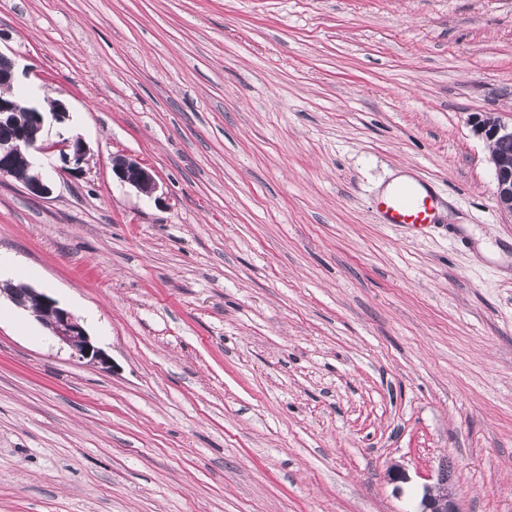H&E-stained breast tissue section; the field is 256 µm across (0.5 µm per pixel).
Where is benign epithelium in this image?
<instances>
[{"instance_id":"1","label":"benign epithelium","mask_w":512,"mask_h":512,"mask_svg":"<svg viewBox=\"0 0 512 512\" xmlns=\"http://www.w3.org/2000/svg\"><path fill=\"white\" fill-rule=\"evenodd\" d=\"M14 81L15 63L0 53V86L10 85ZM21 111L29 113L24 125L15 120V113ZM66 116L67 108L60 101L54 103L51 111L43 112L37 105H26L15 98L0 96V124L12 128V136L0 142V178L11 177L22 183L29 195L45 198L52 190L35 172L36 154L56 153L64 168L80 169L87 154V146L81 137H62L54 142L43 137L48 120L61 123ZM473 127L490 144L512 140V123L500 119L487 120L476 115L473 117ZM490 162L496 182L497 204L503 212L512 216V157L492 150ZM112 172L121 182L146 195L158 189L153 173L135 159L124 156L113 158ZM2 295L33 315L60 344L72 351L73 357L93 363H108L106 354L92 343L78 318L44 292L31 287L20 291L10 283L0 282ZM421 506L422 512H460L451 494L446 492L437 496L430 488L426 489Z\"/></svg>"}]
</instances>
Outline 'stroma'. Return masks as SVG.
Instances as JSON below:
<instances>
[{
  "label": "stroma",
  "instance_id": "35a3bbf8",
  "mask_svg": "<svg viewBox=\"0 0 512 512\" xmlns=\"http://www.w3.org/2000/svg\"><path fill=\"white\" fill-rule=\"evenodd\" d=\"M87 160L0 181V512H512V0H0ZM150 168L146 196L112 159ZM400 174L441 223H382ZM406 479L390 481L392 467ZM473 127L478 135H481L488 143L497 144V150L502 154L512 155V121L506 123L500 119L482 118L479 115L473 117ZM490 149V162L494 170L496 182V201L499 208L512 216V157H505ZM2 295L33 315L60 344L72 351V357L93 363H108L106 354L92 343L78 318L44 292L31 287L20 291L11 283L0 280V298ZM422 512H460L455 498L445 492L436 496L431 488H426V492L421 503Z\"/></svg>",
  "mask_w": 512,
  "mask_h": 512
}]
</instances>
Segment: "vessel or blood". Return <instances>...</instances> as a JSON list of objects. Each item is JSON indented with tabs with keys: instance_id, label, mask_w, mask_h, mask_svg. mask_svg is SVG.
Wrapping results in <instances>:
<instances>
[{
	"instance_id": "b4317fda",
	"label": "vessel or blood",
	"mask_w": 512,
	"mask_h": 512,
	"mask_svg": "<svg viewBox=\"0 0 512 512\" xmlns=\"http://www.w3.org/2000/svg\"><path fill=\"white\" fill-rule=\"evenodd\" d=\"M373 207L385 224L422 229L442 219L440 195L432 183L418 178L378 194Z\"/></svg>"
}]
</instances>
